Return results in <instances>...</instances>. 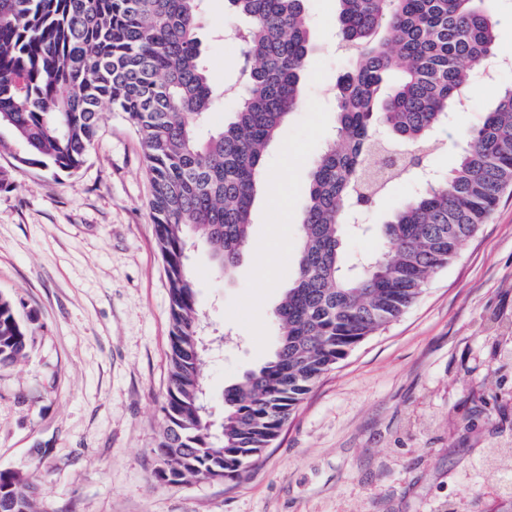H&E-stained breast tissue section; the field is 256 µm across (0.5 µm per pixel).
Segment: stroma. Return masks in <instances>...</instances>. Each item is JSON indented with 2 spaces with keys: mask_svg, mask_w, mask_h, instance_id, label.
<instances>
[{
  "mask_svg": "<svg viewBox=\"0 0 512 512\" xmlns=\"http://www.w3.org/2000/svg\"><path fill=\"white\" fill-rule=\"evenodd\" d=\"M312 50L302 105L264 164L250 245L231 279L192 250L196 302L224 342L201 364L209 404L264 364L272 311L296 257L311 169L335 129L337 0H306ZM224 0H204L197 35L222 123L240 48ZM475 83L436 133L425 168L445 177L465 132L499 89ZM0 131V294L32 336L26 359L0 367V470L38 485L42 512H493L501 496L491 453L512 446V188L457 258L396 322L367 338L316 383L263 454L232 483H157L155 440L170 362V303L148 206L138 135L104 110L77 171L15 170ZM421 188L389 185L365 210L369 230L345 236L348 258L378 250L377 225Z\"/></svg>",
  "mask_w": 512,
  "mask_h": 512,
  "instance_id": "stroma-1",
  "label": "stroma"
}]
</instances>
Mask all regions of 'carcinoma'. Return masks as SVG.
I'll list each match as a JSON object with an SVG mask.
<instances>
[{
    "mask_svg": "<svg viewBox=\"0 0 512 512\" xmlns=\"http://www.w3.org/2000/svg\"><path fill=\"white\" fill-rule=\"evenodd\" d=\"M239 22L238 109L202 138L215 99L196 37L201 0H0V127L24 146L16 168L76 171L102 107L141 141L170 297V383L155 479L236 480L255 465L318 380L420 296L512 186V87L471 130L448 178L381 227V248L350 266L343 237L435 147L477 63L497 54L491 0H337L353 57L337 88V132L318 156L270 358L224 390L212 434L188 250L206 246L229 278L247 250L265 155L301 104L310 47L305 0H226ZM27 327L0 295V365L28 356ZM0 512H40L39 488L0 471Z\"/></svg>",
    "mask_w": 512,
    "mask_h": 512,
    "instance_id": "cac0c4a2",
    "label": "carcinoma"
}]
</instances>
